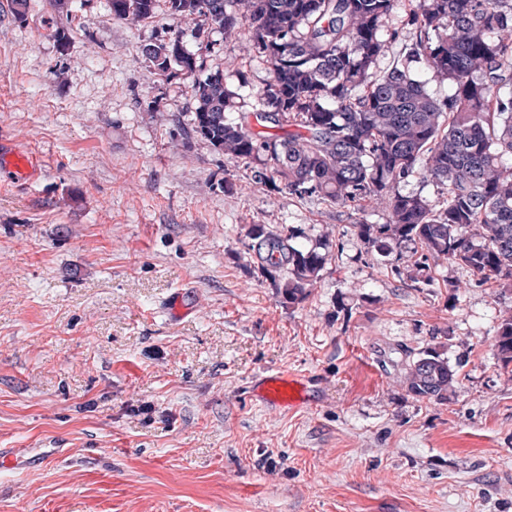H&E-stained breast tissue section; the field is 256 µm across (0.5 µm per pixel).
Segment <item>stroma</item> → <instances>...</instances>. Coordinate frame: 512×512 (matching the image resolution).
Listing matches in <instances>:
<instances>
[{
  "mask_svg": "<svg viewBox=\"0 0 512 512\" xmlns=\"http://www.w3.org/2000/svg\"><path fill=\"white\" fill-rule=\"evenodd\" d=\"M50 12L0 0V142L45 160L25 184L0 170V448L61 459L0 473V512H512V365L492 347L512 288L445 260L414 285L357 233L382 206L254 185L191 133L190 82L147 70L165 12L131 27L72 0L63 45ZM246 42L186 47L245 96L269 76ZM253 224L328 242L302 302H281ZM429 347L460 374L443 403L405 386ZM281 371L304 407L255 397ZM52 6L54 8V17H50L40 21V28L45 31L43 34L49 39H53L57 43L67 42L69 40V29L64 26H60L57 21L56 15L64 14L68 20L71 10L68 9L69 1L66 0H52Z\"/></svg>",
  "mask_w": 512,
  "mask_h": 512,
  "instance_id": "obj_1",
  "label": "stroma"
}]
</instances>
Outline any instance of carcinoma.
Listing matches in <instances>:
<instances>
[{"label":"carcinoma","instance_id":"carcinoma-1","mask_svg":"<svg viewBox=\"0 0 512 512\" xmlns=\"http://www.w3.org/2000/svg\"><path fill=\"white\" fill-rule=\"evenodd\" d=\"M401 0H110L112 19L142 25L159 7L173 21L163 37L141 47L150 73L175 77L187 69L195 101L189 125L224 157L243 166L256 185L299 198L317 196L364 210L388 212L385 224L358 222L382 257L420 245L400 269L428 285L430 262L447 260L482 280L512 285V0H416L406 24L416 40L380 68L398 37L393 20ZM54 16L40 21L44 36L69 40L57 16L68 0H52ZM235 39L248 32L247 55L266 63L269 78L250 93L253 111L283 138L251 130L235 96L216 71L202 74L193 52L177 53L186 32L204 27ZM448 82L438 99L420 73ZM441 188L432 201L401 188L416 179ZM262 269L290 304L303 301L319 279L326 254L295 243L299 231L265 224L248 229ZM493 348L512 363V315ZM455 373L429 347L410 362L407 392L445 401Z\"/></svg>","mask_w":512,"mask_h":512}]
</instances>
